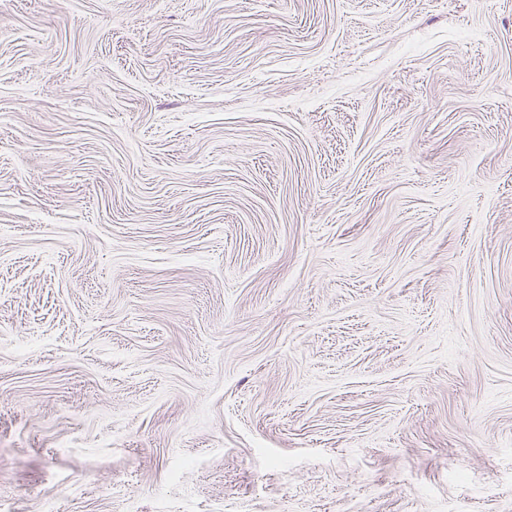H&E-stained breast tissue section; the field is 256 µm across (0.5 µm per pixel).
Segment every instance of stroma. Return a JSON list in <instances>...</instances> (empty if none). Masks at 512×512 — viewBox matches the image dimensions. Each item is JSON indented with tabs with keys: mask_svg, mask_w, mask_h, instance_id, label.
<instances>
[{
	"mask_svg": "<svg viewBox=\"0 0 512 512\" xmlns=\"http://www.w3.org/2000/svg\"><path fill=\"white\" fill-rule=\"evenodd\" d=\"M512 512V0H0L7 512Z\"/></svg>",
	"mask_w": 512,
	"mask_h": 512,
	"instance_id": "1",
	"label": "stroma"
}]
</instances>
